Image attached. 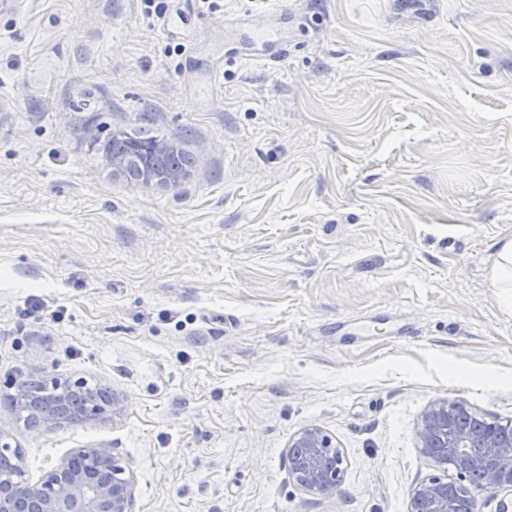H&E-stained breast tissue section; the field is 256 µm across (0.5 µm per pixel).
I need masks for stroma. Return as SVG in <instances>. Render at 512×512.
<instances>
[{
  "label": "stroma",
  "mask_w": 512,
  "mask_h": 512,
  "mask_svg": "<svg viewBox=\"0 0 512 512\" xmlns=\"http://www.w3.org/2000/svg\"><path fill=\"white\" fill-rule=\"evenodd\" d=\"M285 4L0 0V430L29 480L105 444L132 512H408L433 402L512 420V0ZM237 23L281 30L275 68ZM141 130L177 186L99 153ZM21 378L121 406L36 436ZM309 427L335 495L288 473ZM497 288H507L502 291V301L505 305L512 304V241L504 242L498 252V259L493 270ZM340 455V450L321 428H306L289 445V475L307 490L333 495L342 478ZM335 458L336 464H329Z\"/></svg>",
  "instance_id": "stroma-1"
}]
</instances>
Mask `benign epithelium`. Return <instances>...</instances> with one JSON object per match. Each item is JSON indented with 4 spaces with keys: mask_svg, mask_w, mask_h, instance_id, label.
I'll list each match as a JSON object with an SVG mask.
<instances>
[{
    "mask_svg": "<svg viewBox=\"0 0 512 512\" xmlns=\"http://www.w3.org/2000/svg\"><path fill=\"white\" fill-rule=\"evenodd\" d=\"M173 146L161 141L149 145L134 144L111 157L112 167L126 172L128 155L136 154L144 184L153 181L171 186L178 184L183 168L163 164ZM32 389L18 392L15 403L27 413V419L44 421V407L57 410L55 423L70 415L84 420L103 417L108 409H118L114 396L89 397L75 401L82 384L54 382L50 398L42 399ZM475 415L462 402L437 401L425 412L417 429L420 452L441 470L412 489L410 512H476V494L470 474L482 472L488 492L512 491V423L487 421L474 425ZM340 450L320 428L302 430L288 448V472L307 490L333 495L341 482ZM453 474H448V469ZM134 478L122 458L112 448L98 446L80 450L47 470L40 480L25 477L22 456L0 471V512H131Z\"/></svg>",
    "mask_w": 512,
    "mask_h": 512,
    "instance_id": "benign-epithelium-1",
    "label": "benign epithelium"
}]
</instances>
